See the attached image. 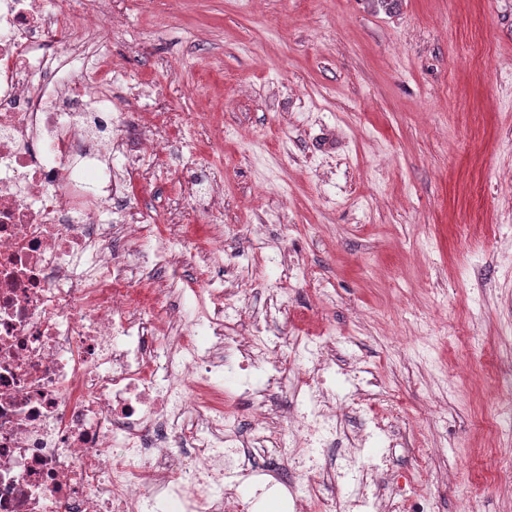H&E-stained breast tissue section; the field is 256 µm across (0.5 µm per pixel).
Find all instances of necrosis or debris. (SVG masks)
Masks as SVG:
<instances>
[{
	"label": "necrosis or debris",
	"instance_id": "1",
	"mask_svg": "<svg viewBox=\"0 0 512 512\" xmlns=\"http://www.w3.org/2000/svg\"><path fill=\"white\" fill-rule=\"evenodd\" d=\"M112 0H0V512H256L260 476L284 486L290 512H381L368 481L387 463L391 422L365 411L357 447L341 445L342 408L359 386L342 376L326 339L234 335L242 308L224 291L220 247L203 256L185 232L144 246L139 191L169 169L175 112L142 111L140 85L112 58ZM151 131L123 179L111 160L131 128ZM150 252L132 284L125 260ZM202 258L194 300H175L162 269ZM239 349L214 360L211 346ZM251 387L252 452L224 410V377ZM291 380L300 400L275 445L266 435L269 387ZM348 487L342 504L324 477Z\"/></svg>",
	"mask_w": 512,
	"mask_h": 512
}]
</instances>
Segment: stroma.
I'll list each match as a JSON object with an SVG mask.
<instances>
[{
	"mask_svg": "<svg viewBox=\"0 0 512 512\" xmlns=\"http://www.w3.org/2000/svg\"><path fill=\"white\" fill-rule=\"evenodd\" d=\"M118 4L114 55L141 41L130 80L182 117L172 160L224 175L225 289L266 336L334 338L368 403H398L412 497L512 512L488 453L492 429L512 449V0Z\"/></svg>",
	"mask_w": 512,
	"mask_h": 512,
	"instance_id": "1",
	"label": "stroma"
}]
</instances>
